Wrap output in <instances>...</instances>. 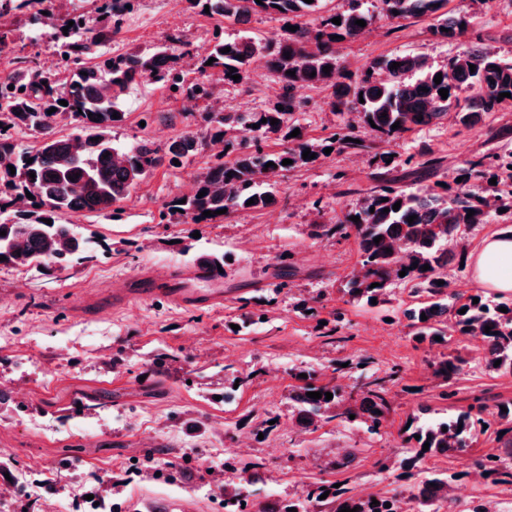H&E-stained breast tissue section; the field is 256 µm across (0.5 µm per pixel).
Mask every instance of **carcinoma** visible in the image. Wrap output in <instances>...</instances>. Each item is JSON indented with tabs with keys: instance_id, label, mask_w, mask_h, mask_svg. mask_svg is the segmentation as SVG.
Here are the masks:
<instances>
[{
	"instance_id": "obj_1",
	"label": "carcinoma",
	"mask_w": 512,
	"mask_h": 512,
	"mask_svg": "<svg viewBox=\"0 0 512 512\" xmlns=\"http://www.w3.org/2000/svg\"><path fill=\"white\" fill-rule=\"evenodd\" d=\"M49 0H0V18L25 9L32 18L41 21L50 18L44 14ZM197 6H209V15L218 19L247 22L259 13L276 16L299 27L286 31L277 41L260 42L249 35L232 40L215 36V43L194 62L202 79L194 83L191 94L197 99L211 98L220 82H230V68L247 77V68L258 54L266 66L283 82V93L277 106L264 112H208L204 117L206 138L224 144V150L234 153L230 161L209 165L195 180L190 192L176 196L166 204L167 215L177 224L206 219L224 218L227 213L261 210L268 206L266 199L277 194V177L284 171L314 163L302 158L303 151L315 153V159L324 155V149L357 153L369 148L363 132H369L380 142H390L420 126L436 124L452 113L456 122L466 129L475 128L503 106H512V97L498 100L499 94H512V62L501 60L490 48L475 42L448 60L440 68L432 66L423 55H397L377 59L372 73L364 74L348 84H336L339 64L336 45L343 40H354L370 30L375 12L362 8L360 0H345L344 10L320 17L312 25L307 18L320 13L323 0L306 3L304 0H188ZM131 0H103L98 7L103 25L89 41L81 34L80 22L68 26L64 19L54 28H68L60 55L64 65H77L71 82L63 87L55 84L49 75L28 69L10 71L0 76V214L13 208V215L0 220V257L3 264L27 270H40L51 265L64 267L90 250L92 240L78 234L72 223H64L60 215L84 211L111 213L114 206L128 197L132 190L155 169L173 160L186 158L198 152L201 141L194 133H185L173 139L165 150L141 140L126 150L113 146L112 127L123 119L119 109L120 95L145 77L180 86L176 72L179 57L167 48L150 54L137 51L116 56L100 65L93 62L92 46L112 39V17L126 10ZM378 12L391 20L427 17L434 20L430 31L443 39H453L471 26L474 11L448 12V0H377ZM341 18L336 25L331 19ZM363 20L360 27L355 21ZM230 51L223 52L224 48ZM290 56H285V53ZM212 64H207L209 59ZM399 67L390 69L392 63ZM476 66L470 71L469 65ZM331 66L330 73L323 67ZM295 75L290 76L286 71ZM442 74L441 83L434 82ZM14 89H9V86ZM303 85H325L339 88L333 94L331 110L334 114L350 116L339 132L324 141L308 140L290 133L298 128L293 116L299 102L293 91ZM427 91H421V88ZM448 90L442 98L439 90ZM364 102H359V99ZM67 101V105L59 101ZM283 109H278V106ZM55 112L48 113V110ZM386 117H381L382 113ZM118 119H113V116ZM422 120H417V117ZM73 119L81 133L70 138H58L55 125ZM275 118L278 124L262 122ZM400 122V128L392 125ZM258 128H253V125ZM18 129L43 134L39 148L18 149L12 132ZM287 143L281 150L267 151L261 141L271 137ZM389 153L379 154L381 170L370 174L373 186L358 208L349 211L339 223L310 225V236L319 237L334 232L345 238H354L361 262L358 269L347 276L343 294L352 302L371 305L391 303L393 285L409 287L414 302L403 310V316L418 342L445 347L448 337L457 335L480 343L479 360L504 375H512V295L492 294L464 297L451 288L446 270L454 253L467 251L465 236L483 224L490 223L499 210H506L512 219V150L490 151L475 157L469 166L459 170L454 182L438 192L434 189H403L389 178L386 160ZM32 163H27V160ZM290 159L291 165H282ZM272 166H267V163ZM15 172H10V168ZM35 177H30V173ZM496 184L487 188L489 180ZM206 191L203 197L198 193ZM32 197H27L26 193ZM254 199L249 205L247 201ZM185 203H180V200ZM398 210H393L396 202ZM389 212H383V209ZM474 215H468V210ZM213 211L205 218L202 213ZM414 222H408L411 216ZM359 217L355 223L351 217ZM51 223H45V220ZM381 237L379 243L374 238ZM391 252H386V249ZM429 265L424 271L422 267ZM406 271L401 277L399 272ZM444 284L439 285L437 281ZM376 287H371V284ZM478 303H473L474 298ZM507 308V312L499 308ZM466 309L461 314L459 310ZM427 319H421V316ZM490 332H485V326ZM440 340H435V337ZM499 366H494L495 361ZM465 360L441 354L434 362L433 373L445 381L458 375ZM396 372L382 377L371 374L351 385L334 381L326 384H307L292 395L299 422L306 428L322 421L340 420L360 423L371 434L379 432L391 411L390 388ZM330 392L333 398L313 399L308 392ZM381 414H376V411ZM355 418H349V415ZM483 419L472 410L440 417L415 426L412 434L403 439L404 448L394 457L379 462L382 469L398 466L402 476L411 478L422 467L428 456H437L470 447L476 426ZM429 450H423L424 444ZM479 476L498 485H512V437L497 454H488L475 463ZM457 475L438 473L423 481L435 484L430 492H418L412 486L408 501L410 512H440L453 503L451 491ZM325 499H320L324 492ZM377 500L379 505L372 504ZM391 507H385V504ZM402 497L398 492L375 497H354L348 489L334 484L313 485L303 494L291 497L274 508L271 504H254L239 493H224V512H319L324 506L329 512H340L345 507L357 512H403Z\"/></svg>"
}]
</instances>
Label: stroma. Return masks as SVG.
<instances>
[{
	"instance_id": "stroma-1",
	"label": "stroma",
	"mask_w": 512,
	"mask_h": 512,
	"mask_svg": "<svg viewBox=\"0 0 512 512\" xmlns=\"http://www.w3.org/2000/svg\"><path fill=\"white\" fill-rule=\"evenodd\" d=\"M430 19L394 22L378 17L366 35L337 46L340 66L358 75L383 56L422 54L436 66L482 39L502 58H512V0H490L472 28L454 40L429 32ZM12 41L0 52V71L13 58L50 73L65 84L53 29L29 13L0 18ZM280 20L253 16L247 25L219 21L188 0H132L110 42L95 54L110 58L128 51L149 53L169 46L180 61L182 91L151 78L120 97L124 114L112 129L115 146L146 139L166 148L189 131L204 133L206 112H260L271 109L282 84L255 58L241 84H225L208 100L187 96L199 78L188 56L204 53L215 31L259 40L281 32ZM296 117L306 138L330 137L341 124L332 115V90L304 85L294 91ZM512 125V108L467 130L455 121L417 128L395 142L375 144L356 155L331 153L302 168L282 172L275 202L257 211L199 224H172L165 205L187 193L196 177L220 153L207 145L175 166H162L120 202L118 217L95 212L73 216L86 235L99 238L91 258L60 269L35 272L0 265V452L8 478L42 469L54 481L36 490L51 512H73L74 497L104 493L118 512H224L227 453L259 464L263 480L234 477L250 502H284L315 483H344L351 494L408 492L397 470H380L394 456L412 418L429 419L468 408L475 401L512 400V376L487 369L475 342L459 336L449 354L466 365L450 385L440 383L431 364L438 349L417 342L401 314L408 288L394 285L391 304L371 308L347 302L341 293L360 253L354 239L310 237L309 225L334 224L357 207L370 185L376 154L392 151L391 174L403 188L452 182L457 169L492 148V134ZM430 148L444 158L435 177L407 156ZM224 256L223 305L194 309L166 297L139 299L113 307L114 285L148 274L157 279L190 269V255ZM288 255L281 263L280 255ZM256 313L246 322L245 312ZM339 322L340 342L325 343L322 325ZM398 366L391 389L392 411L379 434L336 420L317 428L298 424L288 399L300 375L319 382L339 377L352 383L362 373ZM249 375L246 385L235 377ZM451 399H440L443 389ZM270 422L258 436L262 422ZM500 423L478 432L471 448L428 458L423 474H457L453 496L458 512L476 497L496 512H512V488L492 485L473 474L481 456L502 446Z\"/></svg>"
}]
</instances>
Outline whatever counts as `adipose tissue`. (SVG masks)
<instances>
[{
    "label": "adipose tissue",
    "instance_id": "adipose-tissue-1",
    "mask_svg": "<svg viewBox=\"0 0 512 512\" xmlns=\"http://www.w3.org/2000/svg\"><path fill=\"white\" fill-rule=\"evenodd\" d=\"M470 270L474 282L483 290L512 293V232L485 238L470 256Z\"/></svg>",
    "mask_w": 512,
    "mask_h": 512
}]
</instances>
